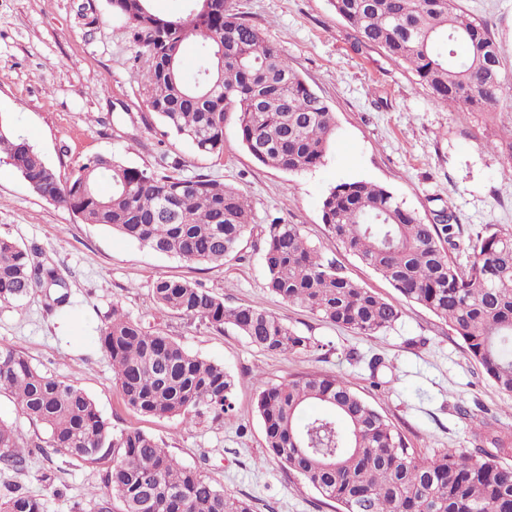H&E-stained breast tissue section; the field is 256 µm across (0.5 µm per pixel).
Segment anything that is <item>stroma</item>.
<instances>
[{
  "label": "stroma",
  "instance_id": "stroma-1",
  "mask_svg": "<svg viewBox=\"0 0 512 512\" xmlns=\"http://www.w3.org/2000/svg\"><path fill=\"white\" fill-rule=\"evenodd\" d=\"M231 8L279 45L303 79L336 115V134L323 163L298 174L257 162L235 119L224 124V152L201 156L162 133L140 95L144 57L108 0H0V116L69 178L98 155L157 168L180 158L185 175H209L243 190L255 224L273 219L298 225L304 237L344 274L393 302L401 317L372 337L320 321L267 293L261 255L253 244L221 266L192 264L154 253L109 228L81 223L67 208L31 191L0 159V238L53 263L66 277L68 315L51 310L42 290L0 306V343L13 346L43 371L73 382L114 429L154 436L184 465L250 500L255 512H337L335 502L265 451L254 410L266 385L306 372L344 377L425 456L471 445L475 420L499 416L512 430V397L502 394L447 323L403 298L345 251L322 222L321 200L345 180L392 189L423 218L449 207L460 224L458 264L486 229L512 233V179L498 145L512 129L511 112H455L435 104L412 72L375 47H355L332 0H229ZM495 38L501 72L512 93V0H458ZM200 284L228 305L259 302L286 324L317 339L320 350L289 356L251 346L233 330L218 331L157 307L158 278ZM151 331L173 337L190 352L224 363L235 376L233 409L204 415L192 428L180 419L144 416L127 408L97 329L113 303ZM384 357L381 383L367 363ZM470 410L461 418L458 407ZM112 466L105 457L77 462L46 449L23 472L0 468V495L18 487L43 498L47 512H99Z\"/></svg>",
  "mask_w": 512,
  "mask_h": 512
}]
</instances>
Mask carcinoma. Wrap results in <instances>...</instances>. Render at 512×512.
<instances>
[{"mask_svg": "<svg viewBox=\"0 0 512 512\" xmlns=\"http://www.w3.org/2000/svg\"><path fill=\"white\" fill-rule=\"evenodd\" d=\"M151 0H119L115 15L143 48L138 74L143 101L166 133L201 155L224 153V120L237 117L247 150L260 164L290 173L322 163L336 131L324 99L259 29L224 6L193 26L187 0L180 14L160 15ZM354 44L377 47L415 73L432 100L457 111H503L500 54L487 26L457 0H333ZM198 43L193 76L185 75L183 45ZM0 151L30 179L41 198L106 226L149 250L188 263L222 264L254 231L244 191L209 178L188 177L179 158L156 170L130 166L114 155L83 163L63 181L44 158L8 126ZM322 220L346 251L387 280L404 298L425 306L466 346L499 391L512 396V234L489 230L458 266L447 247L460 234L455 212L442 208L425 221L391 189L342 181L323 197ZM261 260L266 291L321 321L359 336H377L400 318L399 308L346 276L311 245L296 224L264 228ZM38 288L52 307L69 304L56 266L34 262L27 250L0 238V305ZM156 304L216 330L228 327L268 353L300 355L320 344L283 323L261 304L230 306L192 282L159 278ZM125 405L136 413L178 417L185 427L232 409L235 378L224 364L203 359L159 331L145 329L115 302L98 329ZM0 393L27 420L49 431V447L76 461L112 455L104 484L116 512H254L251 501L217 487L180 463L154 437L112 430L77 385L47 373L16 349L0 344ZM267 453L296 473L339 512H512V433L496 423L474 427L475 451L443 448L422 458L404 436L338 375L304 373L263 389L256 399ZM495 449L483 456L482 445ZM41 445L0 421V465L24 470ZM0 512H46L27 492L0 498Z\"/></svg>", "mask_w": 512, "mask_h": 512, "instance_id": "1", "label": "carcinoma"}]
</instances>
